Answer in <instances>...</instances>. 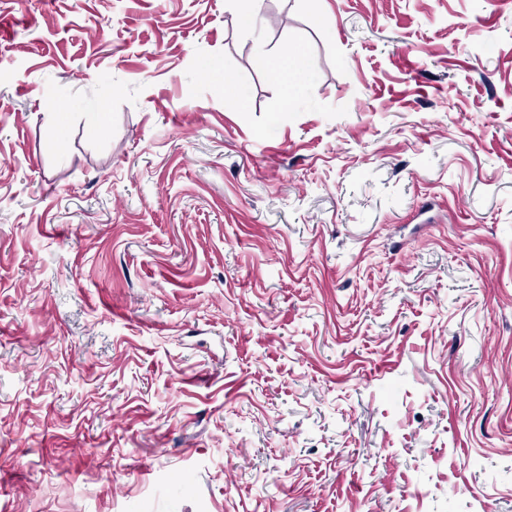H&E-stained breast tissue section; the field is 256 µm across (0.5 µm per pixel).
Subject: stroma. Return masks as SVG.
<instances>
[{
	"label": "stroma",
	"instance_id": "35a3bbf8",
	"mask_svg": "<svg viewBox=\"0 0 512 512\" xmlns=\"http://www.w3.org/2000/svg\"><path fill=\"white\" fill-rule=\"evenodd\" d=\"M0 20V512H512V0ZM237 21L243 30L255 31L261 19L264 0H236ZM256 64L282 85L285 104L303 95L310 63L300 50L282 47L259 56Z\"/></svg>",
	"mask_w": 512,
	"mask_h": 512
}]
</instances>
